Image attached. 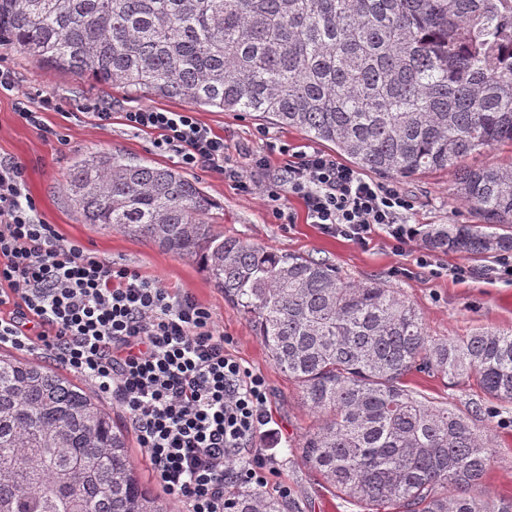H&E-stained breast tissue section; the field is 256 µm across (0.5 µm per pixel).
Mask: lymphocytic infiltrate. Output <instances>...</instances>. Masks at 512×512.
<instances>
[{
  "instance_id": "lymphocytic-infiltrate-1",
  "label": "lymphocytic infiltrate",
  "mask_w": 512,
  "mask_h": 512,
  "mask_svg": "<svg viewBox=\"0 0 512 512\" xmlns=\"http://www.w3.org/2000/svg\"><path fill=\"white\" fill-rule=\"evenodd\" d=\"M0 92L16 115L42 129L53 94L17 93L0 68ZM129 127L156 133L182 165L237 177L223 138L190 112L140 107ZM25 165L0 158V344L52 355L130 416L164 490L187 512H224L233 485L267 486V461L253 440L270 424L262 375L226 346L210 310L127 267L59 239L25 191ZM246 194L300 198L307 217L359 245L384 235L395 253L420 238L413 204L392 182H374L319 151L301 152L271 181H241ZM40 332L25 333L27 323Z\"/></svg>"
}]
</instances>
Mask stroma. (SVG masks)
Instances as JSON below:
<instances>
[{"mask_svg": "<svg viewBox=\"0 0 512 512\" xmlns=\"http://www.w3.org/2000/svg\"><path fill=\"white\" fill-rule=\"evenodd\" d=\"M0 66L13 71L20 91L34 94L48 90L60 102L59 110L44 113L45 129L40 132L19 119L11 96L0 95V158L12 157L25 163V186L41 218L65 241L96 252L115 265L136 269L173 291L190 294L207 307L223 330L230 352L244 366L261 374L268 387L274 434L254 440L255 447L271 452L274 472L268 479V492L274 494L280 487H287L298 512H358L357 507L335 496L318 475L299 461L296 446L306 432L319 424L320 417L302 405L296 384L270 359L243 311L225 300L223 290L194 259L164 251L145 238L84 223L65 190V178L76 159L99 152H118L158 167H178L179 158L174 152L155 148L154 133L137 132L127 126L126 112L138 107L172 112L194 110L199 122L223 137L229 163L242 172L247 169V157L252 155L264 157L270 171L275 172L292 162L297 151L313 146L331 155L334 147L324 142L312 143L300 131L255 114L203 106L193 109L179 99L79 79L39 66L5 44L0 46ZM88 99L111 111V125L100 128L91 116L77 114V107ZM189 178L213 200L208 220L221 225L225 235L323 259L335 264L351 280L377 279L400 289L420 309L432 336L443 339L477 330H512V283L489 277L492 260L468 262L478 274L462 282L450 274L452 268L465 263L462 257L439 254L435 260L442 271L435 275L416 266L422 243H413L400 255L381 236L363 247L326 233L320 225L307 223L303 203L295 196L284 195L274 204L246 195L237 180L216 173L197 170ZM450 183L451 175L445 171L399 179V186L414 203V222L467 221L465 210L448 197ZM411 384L431 399L461 409L481 396L474 386L451 385L423 374L412 376ZM482 429L499 450L486 485L494 494L511 495L512 424L494 418L483 422Z\"/></svg>", "mask_w": 512, "mask_h": 512, "instance_id": "1", "label": "stroma"}]
</instances>
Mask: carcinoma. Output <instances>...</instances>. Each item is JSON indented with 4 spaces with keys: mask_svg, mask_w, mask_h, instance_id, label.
Segmentation results:
<instances>
[{
    "mask_svg": "<svg viewBox=\"0 0 512 512\" xmlns=\"http://www.w3.org/2000/svg\"><path fill=\"white\" fill-rule=\"evenodd\" d=\"M76 76L195 106L260 112L360 169L455 171L475 224H429L436 253L512 255V0H0V44ZM84 223L199 261L256 324L272 361L324 416L302 464L363 512H512L484 481L496 449L478 423L512 406V330L433 339L401 291L335 265L224 236L211 199L175 168L122 153L76 160ZM467 381L464 410L408 385ZM230 512H295L259 490ZM0 512H170L124 430L84 384L0 357Z\"/></svg>",
    "mask_w": 512,
    "mask_h": 512,
    "instance_id": "obj_1",
    "label": "carcinoma"
}]
</instances>
